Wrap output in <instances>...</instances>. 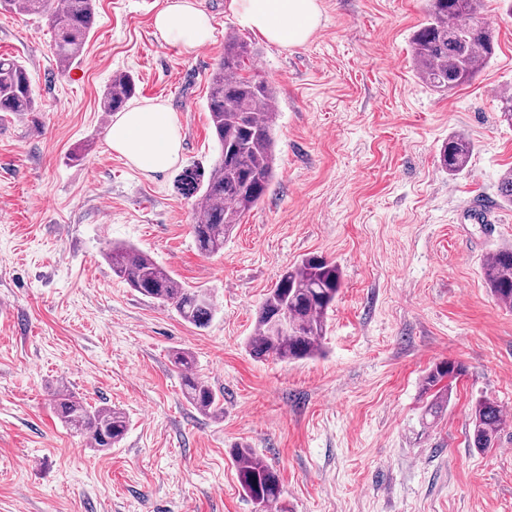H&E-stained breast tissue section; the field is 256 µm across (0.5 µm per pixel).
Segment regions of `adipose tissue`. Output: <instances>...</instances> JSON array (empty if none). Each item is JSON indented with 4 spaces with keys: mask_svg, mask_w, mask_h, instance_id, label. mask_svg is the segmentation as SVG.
Returning <instances> with one entry per match:
<instances>
[{
    "mask_svg": "<svg viewBox=\"0 0 512 512\" xmlns=\"http://www.w3.org/2000/svg\"><path fill=\"white\" fill-rule=\"evenodd\" d=\"M229 7L244 26L287 47L307 42L320 20L317 0H230ZM153 25L159 40L187 53L213 37L211 18L198 0H167ZM107 141L112 151L149 177L177 163L181 128L177 116L165 104L150 102L121 112Z\"/></svg>",
    "mask_w": 512,
    "mask_h": 512,
    "instance_id": "1",
    "label": "adipose tissue"
}]
</instances>
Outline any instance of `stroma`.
I'll use <instances>...</instances> for the list:
<instances>
[{
    "instance_id": "35a3bbf8",
    "label": "stroma",
    "mask_w": 512,
    "mask_h": 512,
    "mask_svg": "<svg viewBox=\"0 0 512 512\" xmlns=\"http://www.w3.org/2000/svg\"><path fill=\"white\" fill-rule=\"evenodd\" d=\"M320 26L284 47L242 26L229 0H198L211 43L193 53L158 40L166 0H96L76 67L56 69L46 18L0 10V56L26 65L37 113L0 121V512H256L230 456L246 446L279 473L287 512H512V310L483 262L512 242V15L485 0L495 56L439 93L412 64L425 0H318ZM235 31L272 84L276 170L263 201L223 251L206 256L190 226L191 181L219 157L208 80ZM134 75L135 103L161 102L181 125L179 160L145 177L113 152L102 95ZM473 145L448 176V136ZM492 202L496 223L480 206ZM131 245L185 286L211 293L207 327L129 288L112 245ZM307 254L335 261L342 289L321 356L256 360L247 343L282 270ZM177 351L217 393L212 417L184 398ZM462 363L438 420L421 383ZM130 419L101 453L55 418L58 385ZM480 399L507 422L493 447L468 443Z\"/></svg>"
}]
</instances>
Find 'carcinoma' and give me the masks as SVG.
<instances>
[{
    "instance_id": "obj_1",
    "label": "carcinoma",
    "mask_w": 512,
    "mask_h": 512,
    "mask_svg": "<svg viewBox=\"0 0 512 512\" xmlns=\"http://www.w3.org/2000/svg\"><path fill=\"white\" fill-rule=\"evenodd\" d=\"M427 19L411 37L418 78L436 92H448L470 81L495 55L493 28L482 15L483 0H426ZM0 8L24 15L47 17L54 36V55L66 72L84 51L95 21V0H0ZM253 58L250 45L235 32L224 35V56L210 74L206 108L220 148V159L199 195L191 224L198 250L213 255L236 224L267 193L274 176V130L278 112L271 84L247 74ZM137 83L128 72L117 73L102 97L105 112H119L136 95ZM37 111L26 66L15 58L0 57V120ZM472 152L469 139L452 135L440 149V163L448 175L463 173ZM112 272L135 291L172 306L186 322L206 327L215 304L206 290L189 288L150 255L116 245L107 253ZM492 296L512 309V244L499 247L482 266ZM342 288L338 265L322 256L305 255L289 266L266 294L256 319V333L248 343L256 359L298 361L321 352L328 312ZM182 372L183 394L203 413L218 414L220 398L194 372V358L185 351L172 356ZM465 366L456 361L436 363L422 381V392L432 394L425 414L437 418L447 402L442 385L459 379ZM51 404L57 418L72 432L90 438L104 452L119 443L128 429L126 414L112 407H92L70 390L57 388ZM469 445H493L506 423L500 405L480 399L471 409ZM239 485L259 512H282V483L274 467L250 448L232 452Z\"/></svg>"
}]
</instances>
